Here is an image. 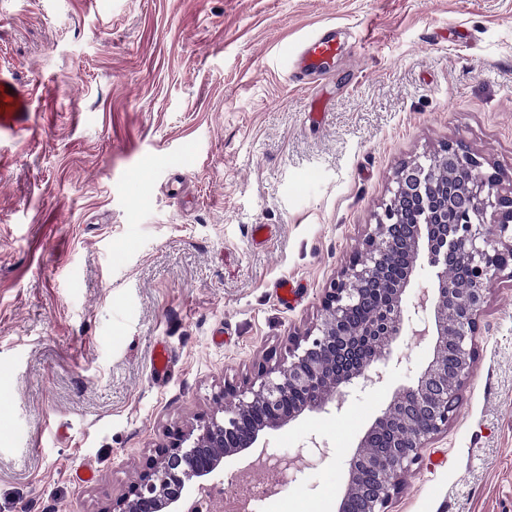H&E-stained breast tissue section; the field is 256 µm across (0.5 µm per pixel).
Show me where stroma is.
Wrapping results in <instances>:
<instances>
[{
  "label": "stroma",
  "instance_id": "obj_1",
  "mask_svg": "<svg viewBox=\"0 0 512 512\" xmlns=\"http://www.w3.org/2000/svg\"><path fill=\"white\" fill-rule=\"evenodd\" d=\"M319 31L327 76L292 81ZM0 57L39 84L0 165V512H107L316 321L407 162L458 141L512 179V0H0ZM479 325L456 415L386 512H512L511 278ZM431 355L403 334L385 384L268 432L303 461L262 512H337Z\"/></svg>",
  "mask_w": 512,
  "mask_h": 512
}]
</instances>
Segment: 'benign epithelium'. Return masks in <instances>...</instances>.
I'll list each match as a JSON object with an SVG mask.
<instances>
[{
  "label": "benign epithelium",
  "mask_w": 512,
  "mask_h": 512,
  "mask_svg": "<svg viewBox=\"0 0 512 512\" xmlns=\"http://www.w3.org/2000/svg\"><path fill=\"white\" fill-rule=\"evenodd\" d=\"M482 167L457 142L404 164L374 229L324 290L319 320L288 334L282 359L256 363L254 377L239 386L225 384L218 410L156 449L126 492L115 498L104 490L111 512H183L182 504L208 487L227 457L241 456L238 474H246L267 452L266 431L329 404L339 410L352 389L384 383L392 343L405 324L429 312L432 325L412 335L432 345V360L365 433L338 507L383 512L401 473L448 429L470 376L487 295L512 265V183ZM422 239L436 279L408 308L403 296ZM291 392L302 402L288 404ZM374 448L385 453L377 456Z\"/></svg>",
  "instance_id": "1"
}]
</instances>
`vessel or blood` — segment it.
<instances>
[{"instance_id": "vessel-or-blood-1", "label": "vessel or blood", "mask_w": 512, "mask_h": 512, "mask_svg": "<svg viewBox=\"0 0 512 512\" xmlns=\"http://www.w3.org/2000/svg\"><path fill=\"white\" fill-rule=\"evenodd\" d=\"M335 51L334 40L322 35L312 37L298 57L300 82L325 74ZM36 124L32 88L18 73L0 65V145L31 136Z\"/></svg>"}]
</instances>
